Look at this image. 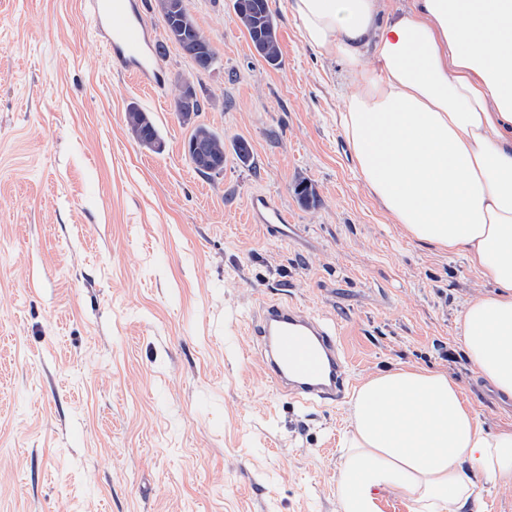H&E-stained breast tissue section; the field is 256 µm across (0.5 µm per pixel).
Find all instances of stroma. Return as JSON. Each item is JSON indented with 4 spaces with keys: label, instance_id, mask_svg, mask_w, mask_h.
Listing matches in <instances>:
<instances>
[{
    "label": "stroma",
    "instance_id": "1",
    "mask_svg": "<svg viewBox=\"0 0 512 512\" xmlns=\"http://www.w3.org/2000/svg\"><path fill=\"white\" fill-rule=\"evenodd\" d=\"M185 6L216 61L197 69L167 44L147 90L113 66L81 0H0V512H336L350 401L305 407L269 383L251 322L270 302L337 328L351 387L397 364L442 369L512 427L459 343L457 315L488 285L369 194L335 60L302 41L287 0H269L277 68L232 0ZM177 76L219 100L200 120L246 140L250 164L194 170ZM132 104L162 152L129 134ZM258 193L287 233L248 223Z\"/></svg>",
    "mask_w": 512,
    "mask_h": 512
}]
</instances>
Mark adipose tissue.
I'll return each mask as SVG.
<instances>
[{
    "label": "adipose tissue",
    "instance_id": "ef3b65f1",
    "mask_svg": "<svg viewBox=\"0 0 512 512\" xmlns=\"http://www.w3.org/2000/svg\"><path fill=\"white\" fill-rule=\"evenodd\" d=\"M303 42L336 59L339 125L369 194L409 236L466 254L489 284L458 321L465 354L512 397V0H288ZM337 512H482L512 489V428H489L447 373L360 384ZM484 512H512V490L483 486Z\"/></svg>",
    "mask_w": 512,
    "mask_h": 512
}]
</instances>
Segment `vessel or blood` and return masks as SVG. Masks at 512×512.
I'll use <instances>...</instances> for the list:
<instances>
[{"mask_svg": "<svg viewBox=\"0 0 512 512\" xmlns=\"http://www.w3.org/2000/svg\"><path fill=\"white\" fill-rule=\"evenodd\" d=\"M91 27L101 33L116 69L147 88L160 86L162 68L151 33L142 20L140 0H85ZM254 223L277 228L288 217L265 195L251 202ZM252 330L258 338L265 374L281 393L305 404L341 400L348 367L335 329L314 315L285 303L258 311Z\"/></svg>", "mask_w": 512, "mask_h": 512, "instance_id": "obj_1", "label": "vessel or blood"}]
</instances>
